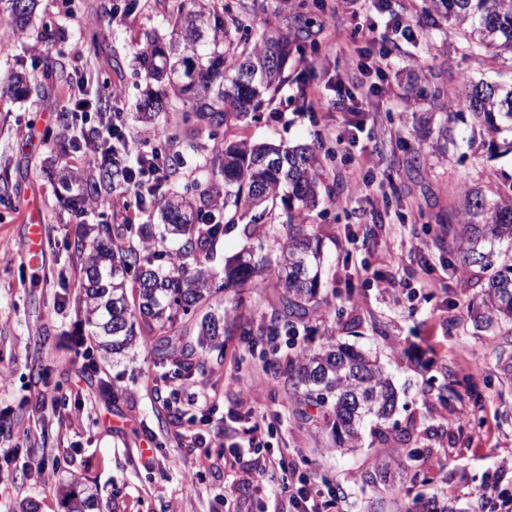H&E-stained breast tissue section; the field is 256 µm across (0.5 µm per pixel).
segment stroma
Masks as SVG:
<instances>
[{
	"instance_id": "35a3bbf8",
	"label": "stroma",
	"mask_w": 512,
	"mask_h": 512,
	"mask_svg": "<svg viewBox=\"0 0 512 512\" xmlns=\"http://www.w3.org/2000/svg\"><path fill=\"white\" fill-rule=\"evenodd\" d=\"M115 0H38L26 34L0 42V79L30 75V93L0 105V512H64L65 491L76 483L97 487L108 512H289L275 489L288 474L256 464L287 449L289 465L316 483L342 486L341 512H396L380 505L378 492L358 476L382 466L403 503L424 496L448 501L456 512H503L512 499V367L499 358L501 338L475 329L467 306L492 271L478 266L449 269L441 224L456 219L464 194L487 196L512 186V152H490V137L472 127L455 99L460 82L477 77L476 65L456 50L445 20L428 22L422 0H389L368 38L373 49L389 48L388 75L369 97L353 146L337 144L348 113L336 107V84L355 73L357 60L341 51L337 29H351L368 14L366 0H348L340 19H325L306 5L321 29L314 46L288 62V81L256 121L230 126L233 140L273 138L311 146L324 158L327 186L336 190L309 214L318 225L330 266L326 318L300 328L297 347L271 342L265 327L278 309L274 281L262 287L214 293L213 304H231L224 320V350L191 374L161 364L154 347L137 343L128 354L106 359L87 337L75 298L79 264L74 237L80 224H109L111 210L76 216L63 202L52 168L88 170L58 116L67 102L65 76L84 67L95 76L86 89L92 103L110 100L130 127H138L135 104L151 82L135 59V40L148 31L166 35L168 0H137L129 12H113ZM415 26L414 39L395 35L389 14ZM98 33L96 44L83 33ZM441 89L432 107L425 87ZM319 91L321 106L300 111V88ZM448 127L456 145L447 156L436 149ZM183 168L163 187L196 192L201 169L216 154L217 140H187L174 130ZM369 176L364 192L349 195L352 169ZM37 196L44 224L39 272L28 267V228L23 206ZM252 335L242 336L238 324ZM377 356L398 396L385 431L413 426L418 468L429 484L409 483L405 457L382 444L373 424L362 429L360 448L341 454L330 430L298 418L301 404L288 379L297 348L314 350L328 341ZM474 375L482 399L443 407L435 390L456 376L458 391ZM55 396L42 406L41 393ZM211 398L208 409L197 394ZM276 415L270 445L257 452H229L244 436L248 415ZM204 443L193 445L191 434ZM155 441L154 460L141 455ZM44 478L32 471L37 461Z\"/></svg>"
}]
</instances>
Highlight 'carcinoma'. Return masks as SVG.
<instances>
[{"instance_id":"carcinoma-1","label":"carcinoma","mask_w":512,"mask_h":512,"mask_svg":"<svg viewBox=\"0 0 512 512\" xmlns=\"http://www.w3.org/2000/svg\"><path fill=\"white\" fill-rule=\"evenodd\" d=\"M13 34L25 32L36 11L37 0H5ZM426 12L448 20L466 55L479 67L488 59L509 64L512 70V0H427ZM274 12L283 27L264 29L254 38H234L242 18L224 0H174L169 11L172 34L164 39L153 33L139 43L137 58L150 79L165 86L162 94H149L138 104L142 118L154 133H169L171 125L193 139L214 137L231 124L256 118L266 102L285 82L288 61L303 46V27L309 24L295 0H276ZM6 93H30L27 76L11 75ZM457 105L494 136L512 135V78L501 73L483 74L459 92ZM322 162L309 147H288L249 140L224 142L218 161L204 175L199 197L158 194L154 208L166 233L176 244L169 262L161 253L130 240L133 225L91 224L74 242L80 258L78 312L90 336L104 355L120 354L136 341V322L142 321L161 359L192 373L191 355L222 350L218 336L224 316L211 309L196 320L197 338L179 326V316L192 314L212 296L213 279L207 266L214 247L227 233L241 228L249 238L266 237L263 224H240L263 204L284 206L287 232L272 253L245 249L224 265V288H258L263 279L276 278L281 313L291 323H305L320 314L324 252L317 225L308 223L309 212L320 203ZM127 168L117 163L99 167L98 176L86 177L64 167L57 173L60 187L79 215L103 189L121 186ZM448 252L463 269L484 265L486 246L512 241V193L489 198L480 191L465 195L456 222L441 225ZM480 328L512 336V260L488 281L480 306L472 310ZM293 387L306 409L299 412L305 424L330 426L336 450L354 452L360 445L363 424L389 419L397 405L390 379L377 359L343 343H329L302 351L289 365ZM454 374L440 387L438 401L450 406L459 398ZM313 409L312 415L308 409ZM413 440L409 428L394 429L392 447L407 452ZM65 512H104L98 493L90 486L70 487Z\"/></svg>"}]
</instances>
